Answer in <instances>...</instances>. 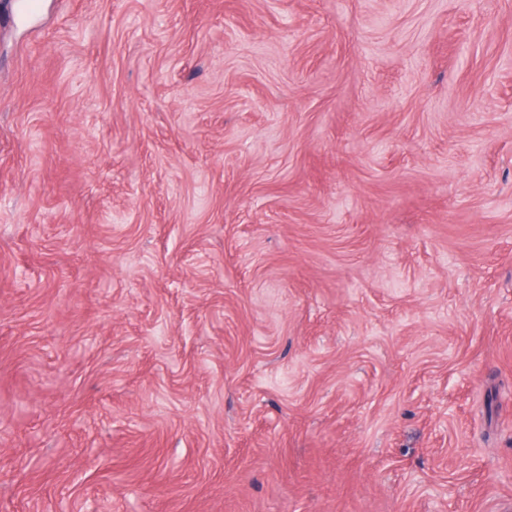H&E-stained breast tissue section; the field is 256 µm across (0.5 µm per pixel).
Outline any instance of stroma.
I'll return each instance as SVG.
<instances>
[{
    "label": "stroma",
    "mask_w": 512,
    "mask_h": 512,
    "mask_svg": "<svg viewBox=\"0 0 512 512\" xmlns=\"http://www.w3.org/2000/svg\"><path fill=\"white\" fill-rule=\"evenodd\" d=\"M0 0V512H512V0Z\"/></svg>",
    "instance_id": "obj_1"
}]
</instances>
